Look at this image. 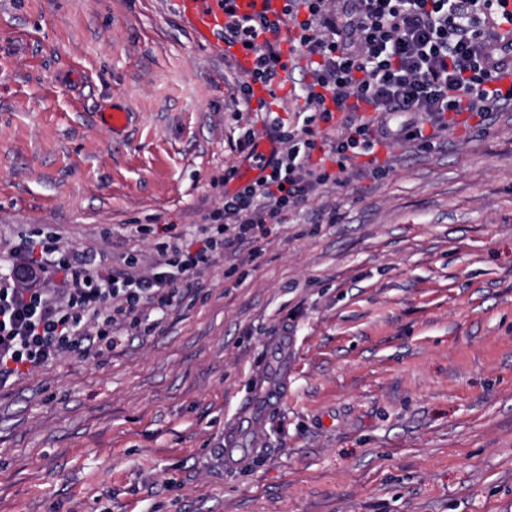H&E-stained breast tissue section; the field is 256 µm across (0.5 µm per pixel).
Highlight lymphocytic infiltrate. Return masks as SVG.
Returning a JSON list of instances; mask_svg holds the SVG:
<instances>
[{"instance_id":"f902f5d3","label":"lymphocytic infiltrate","mask_w":512,"mask_h":512,"mask_svg":"<svg viewBox=\"0 0 512 512\" xmlns=\"http://www.w3.org/2000/svg\"><path fill=\"white\" fill-rule=\"evenodd\" d=\"M224 41L254 45L262 31L296 32L304 104L261 175L224 195L193 238L173 233L141 268L129 256L103 275L56 234L34 231L0 259V389L67 353L101 355L121 337L151 335L185 283L217 256L266 234L326 186L387 176L376 146L429 148L451 113L483 117L512 107V88L496 87L512 69V0H288L276 20L236 15L226 0ZM281 49L264 43L237 94L276 83ZM370 116H363V109Z\"/></svg>"}]
</instances>
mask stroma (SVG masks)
<instances>
[{
  "instance_id": "35a3bbf8",
  "label": "stroma",
  "mask_w": 512,
  "mask_h": 512,
  "mask_svg": "<svg viewBox=\"0 0 512 512\" xmlns=\"http://www.w3.org/2000/svg\"><path fill=\"white\" fill-rule=\"evenodd\" d=\"M239 76L174 0H0V248L150 265L138 225L192 234L273 121ZM389 166L217 258L152 335L0 389V512H512V110Z\"/></svg>"
}]
</instances>
